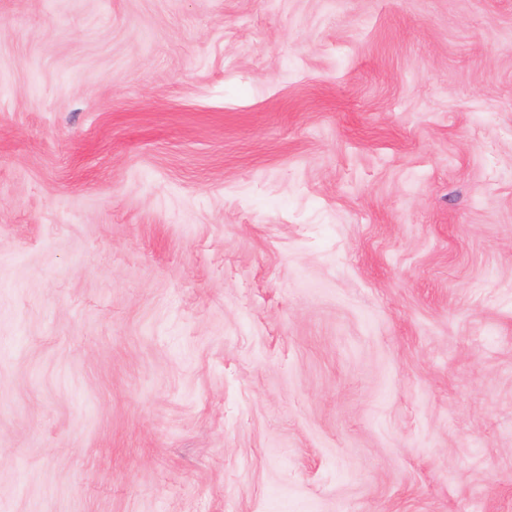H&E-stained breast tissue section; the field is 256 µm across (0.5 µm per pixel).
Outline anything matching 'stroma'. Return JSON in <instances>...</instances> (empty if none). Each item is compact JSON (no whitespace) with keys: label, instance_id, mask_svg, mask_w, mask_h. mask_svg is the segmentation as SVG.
Listing matches in <instances>:
<instances>
[{"label":"stroma","instance_id":"35a3bbf8","mask_svg":"<svg viewBox=\"0 0 512 512\" xmlns=\"http://www.w3.org/2000/svg\"><path fill=\"white\" fill-rule=\"evenodd\" d=\"M0 512H512V0H0Z\"/></svg>","mask_w":512,"mask_h":512}]
</instances>
